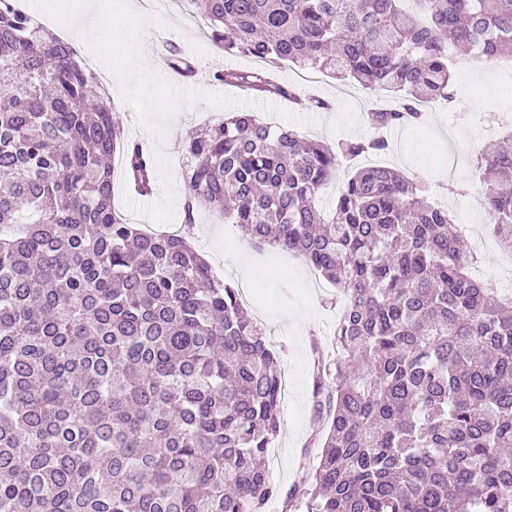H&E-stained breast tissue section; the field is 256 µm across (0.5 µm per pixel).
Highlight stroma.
Listing matches in <instances>:
<instances>
[{"mask_svg":"<svg viewBox=\"0 0 512 512\" xmlns=\"http://www.w3.org/2000/svg\"><path fill=\"white\" fill-rule=\"evenodd\" d=\"M136 2L98 0L99 13L112 29L111 40L105 42L84 38L67 23L66 14L76 10L80 0H24V8L34 14L58 5L60 15L52 31L64 32L86 65L102 78L127 135L142 143L153 159L154 191L145 202L129 189L123 168H115L116 210L144 229L188 232L192 246L207 256L216 274L245 289L248 306L288 383L281 396L280 430L266 456L271 481L286 490L302 475L303 454L318 453L308 445L320 431L313 420V364L316 353H334L332 333L340 308L329 299L335 290L294 255H274L268 247L249 242L237 225L225 223L211 208L201 207L193 226L185 227L182 204L188 189L179 166L182 143L189 130L231 112L262 117L273 113L278 125L327 142L364 136L370 131V94L321 74L309 76L289 64L277 68L280 82L294 86L305 100L314 96L329 101V109L249 95L212 81L214 69H253L257 63L217 50L201 35L202 22L191 8L175 0H155L151 10L142 11ZM173 47L198 63L194 78H178L167 65L153 64V57H165ZM453 82L452 110L428 113L421 130L393 129V151L386 161L428 187L431 197H444L455 218L479 226L480 242L463 240L477 251L472 274L494 282L502 293H512V258L502 254L489 231L476 170V154L489 138L481 118L497 113L512 126V77H502L478 61L469 71L456 72Z\"/></svg>","mask_w":512,"mask_h":512,"instance_id":"1","label":"stroma"}]
</instances>
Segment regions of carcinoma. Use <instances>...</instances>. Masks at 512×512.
<instances>
[{
    "instance_id": "cac0c4a2",
    "label": "carcinoma",
    "mask_w": 512,
    "mask_h": 512,
    "mask_svg": "<svg viewBox=\"0 0 512 512\" xmlns=\"http://www.w3.org/2000/svg\"><path fill=\"white\" fill-rule=\"evenodd\" d=\"M218 50L398 101L330 145L233 112L183 141V221L209 205L336 288L317 358L316 463L287 512H512V298L468 271L448 208L391 166L388 130L453 98L448 40L512 46V0H190ZM170 69L193 78L174 49ZM214 78L293 104L270 69ZM75 47L0 0V512H262L278 362L240 289L178 235L112 204V160L153 190ZM345 165L330 212L316 199ZM483 205L512 250V148L487 143Z\"/></svg>"
}]
</instances>
